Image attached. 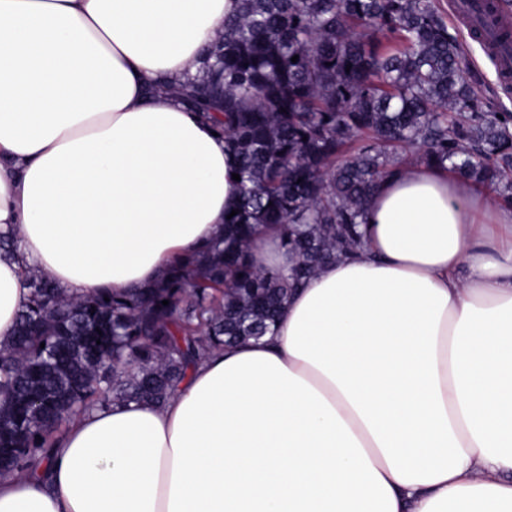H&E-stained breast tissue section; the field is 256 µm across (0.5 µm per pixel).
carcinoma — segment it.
Here are the masks:
<instances>
[{"label": "carcinoma", "instance_id": "obj_1", "mask_svg": "<svg viewBox=\"0 0 512 512\" xmlns=\"http://www.w3.org/2000/svg\"><path fill=\"white\" fill-rule=\"evenodd\" d=\"M511 5L486 4L504 43ZM180 94L234 149L238 214L147 288L70 296L29 273L0 348L5 473L36 467L74 414L162 404L212 352L271 332L292 289L362 247L368 199L403 166L446 168L512 204V113L479 111L433 0H239ZM260 225L282 227L288 271L253 264Z\"/></svg>", "mask_w": 512, "mask_h": 512}]
</instances>
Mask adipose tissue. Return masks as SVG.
<instances>
[{
	"label": "adipose tissue",
	"mask_w": 512,
	"mask_h": 512,
	"mask_svg": "<svg viewBox=\"0 0 512 512\" xmlns=\"http://www.w3.org/2000/svg\"><path fill=\"white\" fill-rule=\"evenodd\" d=\"M238 0H0V345L25 268L82 296L224 233L235 158L177 92ZM364 245L161 406L71 417L0 512H512V208L412 164ZM255 266L289 257L268 227Z\"/></svg>",
	"instance_id": "1"
}]
</instances>
